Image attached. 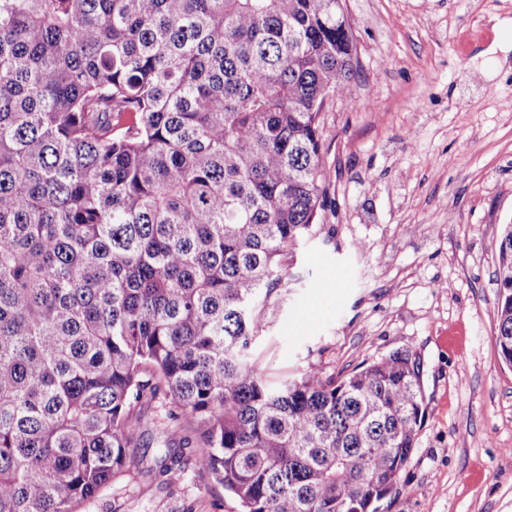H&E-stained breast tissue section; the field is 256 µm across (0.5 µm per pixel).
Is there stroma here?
<instances>
[{"label":"stroma","instance_id":"stroma-1","mask_svg":"<svg viewBox=\"0 0 512 512\" xmlns=\"http://www.w3.org/2000/svg\"><path fill=\"white\" fill-rule=\"evenodd\" d=\"M356 98L321 113L332 204L295 251L254 357L267 380L421 362L424 418L380 512H512V366L495 342L497 240L512 223V0H342ZM144 408L135 456L168 429ZM80 512H235L210 476L130 470Z\"/></svg>","mask_w":512,"mask_h":512}]
</instances>
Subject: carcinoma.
<instances>
[{"label":"carcinoma","mask_w":512,"mask_h":512,"mask_svg":"<svg viewBox=\"0 0 512 512\" xmlns=\"http://www.w3.org/2000/svg\"><path fill=\"white\" fill-rule=\"evenodd\" d=\"M342 0H0V512H78L141 410L193 422L239 512H379L421 425L399 350L269 383L264 311L329 199ZM495 340L512 366V224Z\"/></svg>","instance_id":"1"}]
</instances>
